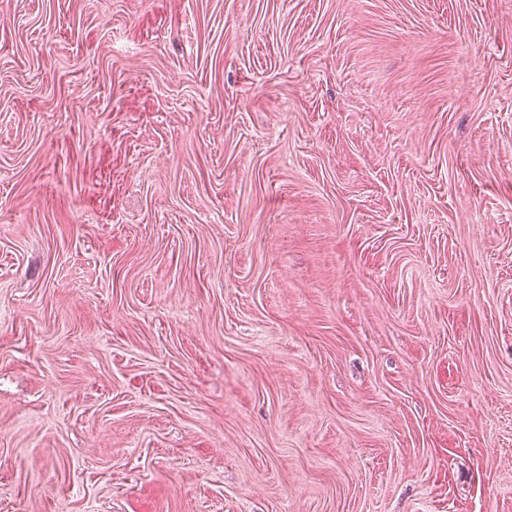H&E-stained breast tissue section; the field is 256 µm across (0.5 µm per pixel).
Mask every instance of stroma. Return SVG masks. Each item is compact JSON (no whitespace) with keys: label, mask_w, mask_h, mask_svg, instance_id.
Wrapping results in <instances>:
<instances>
[{"label":"stroma","mask_w":512,"mask_h":512,"mask_svg":"<svg viewBox=\"0 0 512 512\" xmlns=\"http://www.w3.org/2000/svg\"><path fill=\"white\" fill-rule=\"evenodd\" d=\"M0 512H512V0H0Z\"/></svg>","instance_id":"stroma-1"}]
</instances>
